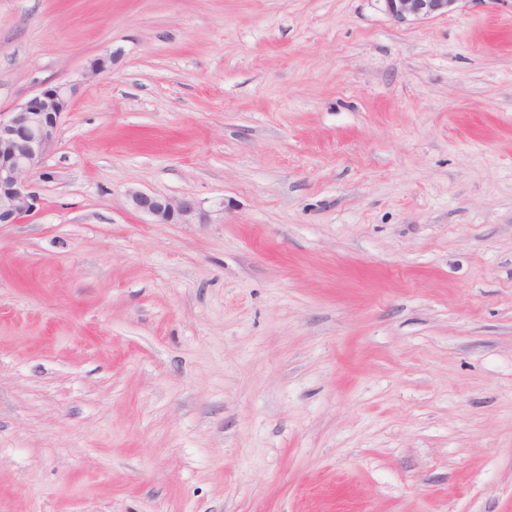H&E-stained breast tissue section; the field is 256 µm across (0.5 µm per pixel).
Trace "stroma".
Wrapping results in <instances>:
<instances>
[{
	"label": "stroma",
	"mask_w": 512,
	"mask_h": 512,
	"mask_svg": "<svg viewBox=\"0 0 512 512\" xmlns=\"http://www.w3.org/2000/svg\"><path fill=\"white\" fill-rule=\"evenodd\" d=\"M59 82L0 512H512V0H0V112ZM395 22L425 20L448 15L461 0H379ZM130 205L148 215L155 224H193L200 218V206L190 197L150 195L132 190L128 193Z\"/></svg>",
	"instance_id": "35a3bbf8"
}]
</instances>
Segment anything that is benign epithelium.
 <instances>
[{"instance_id": "1", "label": "benign epithelium", "mask_w": 512, "mask_h": 512, "mask_svg": "<svg viewBox=\"0 0 512 512\" xmlns=\"http://www.w3.org/2000/svg\"><path fill=\"white\" fill-rule=\"evenodd\" d=\"M394 21L406 23L448 14L461 0H381ZM74 86L48 84L30 99L0 113V224H19L40 206L31 179L43 173L64 113L70 111ZM130 205L154 224H192L200 217L190 197L150 195L132 190Z\"/></svg>"}]
</instances>
